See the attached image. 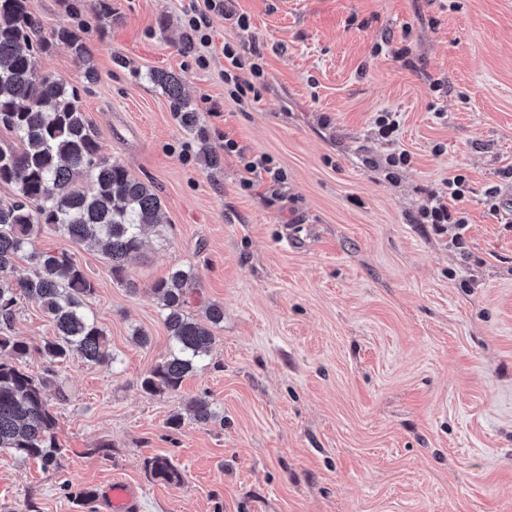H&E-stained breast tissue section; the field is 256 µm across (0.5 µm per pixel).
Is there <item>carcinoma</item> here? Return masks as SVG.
<instances>
[{
  "mask_svg": "<svg viewBox=\"0 0 512 512\" xmlns=\"http://www.w3.org/2000/svg\"><path fill=\"white\" fill-rule=\"evenodd\" d=\"M39 28L33 0H0V132L12 137L0 140V184L13 189L9 201H0V452L54 469L59 449L56 418L45 399L49 379L28 374L23 360L32 349L50 364L77 356L111 366L116 357L88 309L94 279L69 250H39L34 231L46 227L75 245L100 247L113 279L134 290L136 284L126 278L128 263L140 253L145 229H156L162 238L164 225L153 186L101 152L78 87L38 73L40 55L62 43L86 63L84 78L94 80L87 43L66 26L49 38L38 36ZM151 79L170 99L180 125L198 129V114L183 95L181 79L164 71ZM23 254L32 261L25 272L17 266ZM198 288L199 276L184 266L151 284L169 352L142 379L144 392H175L204 368L216 340L213 329L224 322V306L210 303L203 317H193L189 299ZM24 299L39 301L55 329V336L35 348L10 335ZM187 410L203 425L224 421L206 394L191 398ZM147 468L159 481L182 483L180 469L165 456L152 458Z\"/></svg>",
  "mask_w": 512,
  "mask_h": 512,
  "instance_id": "obj_1",
  "label": "carcinoma"
}]
</instances>
